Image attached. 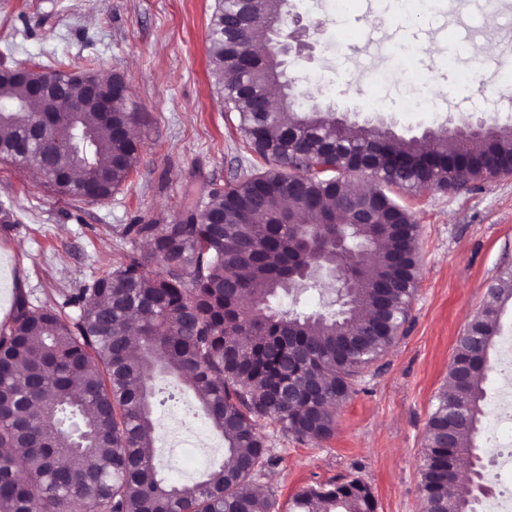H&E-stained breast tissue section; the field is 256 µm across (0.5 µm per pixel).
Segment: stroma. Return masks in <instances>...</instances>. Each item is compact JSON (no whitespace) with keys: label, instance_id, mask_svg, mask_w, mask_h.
<instances>
[{"label":"stroma","instance_id":"35a3bbf8","mask_svg":"<svg viewBox=\"0 0 512 512\" xmlns=\"http://www.w3.org/2000/svg\"><path fill=\"white\" fill-rule=\"evenodd\" d=\"M324 0H290L311 32V58L289 59L295 83L288 98L345 112L348 121L390 128L404 137L496 115L501 73L512 69V0H435L412 24L395 0H353L336 18ZM215 0H0V65L48 72L66 62L101 75L124 76L141 120L142 150L127 181L111 198L88 202L57 194L22 166L0 160V323L9 318L15 288L34 303L63 300L111 270L132 249L128 224H171L209 190L264 168L227 110L208 66V27ZM491 48L467 51L476 39ZM441 57L432 67L425 51ZM471 72V92L459 89ZM389 194L419 225L418 283L405 333L387 355L357 378L336 410L326 441L300 442L279 424L262 432L279 463L256 479L272 495L274 512H292L294 497L332 481L359 480L374 512H422L420 465L436 396L448 380L459 336L481 309L490 286L512 269V175L456 192ZM329 281L276 299L285 310L335 311ZM512 339V302L499 316L490 353L484 416L477 437L485 461L512 451V427L498 424L505 384V341ZM158 467L171 481L190 483L224 458V439L193 393L157 383L153 395Z\"/></svg>","mask_w":512,"mask_h":512}]
</instances>
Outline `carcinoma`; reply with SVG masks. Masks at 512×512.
Listing matches in <instances>:
<instances>
[{
  "mask_svg": "<svg viewBox=\"0 0 512 512\" xmlns=\"http://www.w3.org/2000/svg\"><path fill=\"white\" fill-rule=\"evenodd\" d=\"M284 2L215 0L209 23L211 73L267 168L212 188L204 204L187 210L185 224L126 225L123 235L148 249L127 251L63 303L35 304L17 290L0 325V512H272L270 498L243 492L277 462L259 421L278 423L298 441L331 438L335 409L398 339L417 287V221L384 189L369 192L354 179L359 158L369 157L367 174L378 183L410 191L484 181L489 164L512 175V126L485 128L475 153L460 136L404 139L340 125L328 111L301 114L290 103L259 111L257 100L279 73L270 34ZM260 16L258 28L252 20ZM91 74L52 71L76 112L56 111L54 96L33 102L32 112H0V159L28 166L79 200L88 185L112 196L140 153L130 132L101 119L86 91ZM48 80L30 68L0 69V103L27 102ZM72 128L93 136L84 166L75 165L65 139ZM393 155L407 169L391 171ZM356 202L370 208L371 227L352 226L347 206ZM286 208L304 225L280 223ZM338 227L370 252L349 258L345 308L331 315L270 308V299L302 282L301 272L336 262ZM505 283L512 271L489 289L459 337L447 388L436 397L421 466L424 512H475L471 489L456 474L473 465L490 349L512 300ZM167 378L193 390L224 437V463L191 484L166 481L148 441L152 389ZM288 387L290 402L280 394ZM70 422L85 433V447L60 444ZM293 512H374V501L352 480L299 493Z\"/></svg>",
  "mask_w": 512,
  "mask_h": 512,
  "instance_id": "obj_1",
  "label": "carcinoma"
}]
</instances>
